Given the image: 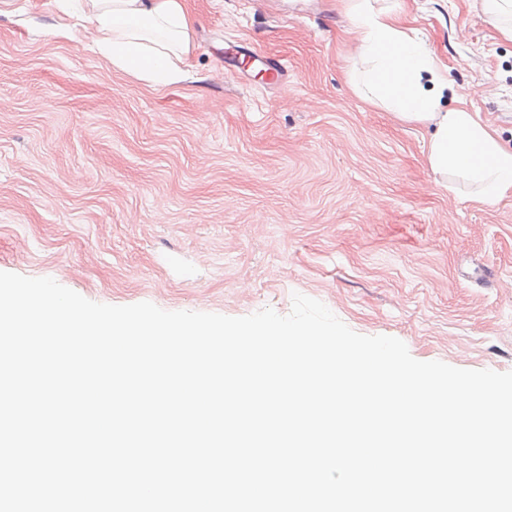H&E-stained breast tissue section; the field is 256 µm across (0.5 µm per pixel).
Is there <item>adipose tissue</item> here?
<instances>
[{
  "label": "adipose tissue",
  "mask_w": 512,
  "mask_h": 512,
  "mask_svg": "<svg viewBox=\"0 0 512 512\" xmlns=\"http://www.w3.org/2000/svg\"><path fill=\"white\" fill-rule=\"evenodd\" d=\"M94 35L99 55L151 88L181 82L192 49L186 0H54ZM359 34L353 91L400 122L430 130L426 164L437 176L456 175L475 186L474 198L495 204L512 193V148L466 108L445 109L444 67L426 42L408 33L391 8L350 0Z\"/></svg>",
  "instance_id": "1"
}]
</instances>
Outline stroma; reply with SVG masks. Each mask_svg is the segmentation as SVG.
Listing matches in <instances>:
<instances>
[{
    "mask_svg": "<svg viewBox=\"0 0 512 512\" xmlns=\"http://www.w3.org/2000/svg\"><path fill=\"white\" fill-rule=\"evenodd\" d=\"M376 4L511 147L512 40L475 0ZM187 6L186 78L150 88L53 0H0V271L231 317L300 293L417 360L512 371V195L436 183L429 131L354 94L345 0Z\"/></svg>",
    "mask_w": 512,
    "mask_h": 512,
    "instance_id": "1",
    "label": "stroma"
}]
</instances>
